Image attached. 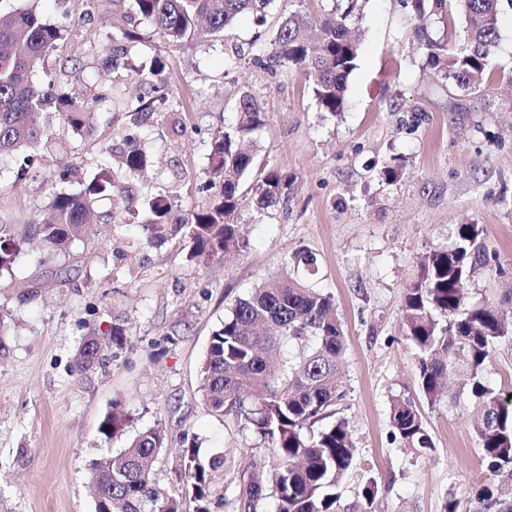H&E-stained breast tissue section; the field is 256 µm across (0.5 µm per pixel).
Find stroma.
Here are the masks:
<instances>
[{
	"label": "stroma",
	"instance_id": "stroma-1",
	"mask_svg": "<svg viewBox=\"0 0 512 512\" xmlns=\"http://www.w3.org/2000/svg\"><path fill=\"white\" fill-rule=\"evenodd\" d=\"M75 10L106 41L112 0H77ZM360 26L347 107L336 117L320 112L304 71L253 64L271 45L251 44V19L226 33L220 48L150 43L166 63L186 129L149 126L141 147L199 175L203 137L230 121L246 90L262 108L250 146L259 162L294 175L295 189L286 203L244 208L238 222L248 245L221 262L187 261L181 237L152 246L137 227L106 223L58 258L37 243L25 247L13 281L0 283V512H94L92 462L157 424L168 447L153 465L155 480L186 498L179 456L185 440H196L201 453L224 456L211 512H238L241 470L261 473L269 451L235 415L207 410L199 368L235 301L299 249L317 256L315 285L333 295L347 336L338 412L350 423L356 462L339 489L342 512L360 502L370 480L378 487L376 512H445L449 496L464 498L487 483L471 426L478 402L462 387L458 366L445 397L427 402L402 305L424 256L450 248L457 225L477 224L497 261L471 274L467 301L494 305L512 322V0L502 4L491 74L477 90L437 81L403 0H367ZM85 29L70 31L44 63L51 72L63 57L80 58L73 90L112 79L101 55L89 51ZM237 48L244 58L226 70L224 55ZM124 126V115L114 114L95 139L73 141L54 156L73 171L66 192L84 189ZM392 162L402 168L394 181L384 175ZM53 193L51 185L0 174V218L27 223ZM114 324L127 344L112 348L105 365L75 371L83 337ZM483 381L512 392V335L496 343ZM399 399L419 409L433 450L393 440L390 408ZM116 403L129 421L107 442L98 427Z\"/></svg>",
	"mask_w": 512,
	"mask_h": 512
}]
</instances>
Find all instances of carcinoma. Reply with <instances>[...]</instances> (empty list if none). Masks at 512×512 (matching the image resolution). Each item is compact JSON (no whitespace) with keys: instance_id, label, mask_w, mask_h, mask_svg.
I'll return each mask as SVG.
<instances>
[{"instance_id":"obj_1","label":"carcinoma","mask_w":512,"mask_h":512,"mask_svg":"<svg viewBox=\"0 0 512 512\" xmlns=\"http://www.w3.org/2000/svg\"><path fill=\"white\" fill-rule=\"evenodd\" d=\"M0 0V168L16 169L31 180L53 185L70 180L71 169L52 168L46 158L72 140L94 136L112 112L125 114L124 147L112 151V163H102L83 191L57 192L29 224L0 220V279L14 276L23 248L39 238L50 254L65 251L76 241L91 240L104 216L112 224H137L148 244L160 245L181 235L190 261L224 260V253L247 246L238 216L247 206L268 208L288 199L294 180L283 171L258 166L255 154L242 143L261 122V107L248 91L241 92L234 120L205 142L207 166L197 190L213 192L204 208H190L177 220L173 207L181 202V169L165 166L138 144L142 128L177 113L179 103L168 88L166 63L141 47L149 36L138 26L112 27V83H87L80 94L66 91L71 70L33 80L36 68L58 52L64 31L75 18L51 24L33 9L5 10ZM273 0H112V13L149 26L151 34L173 47L224 44V31L243 16L252 18L253 42L266 39V16ZM304 2L281 18L272 39L269 61L255 64L292 66L305 71L320 110L331 116L344 111L347 80L356 68L359 38L349 22L360 19L362 0H336L335 19L319 27L309 21ZM420 24L415 38L436 78L463 88H478L490 68L498 43L502 0H405ZM464 19L465 46L454 49L449 20ZM443 25L436 35L431 22ZM139 81L146 91L131 96L127 81ZM36 112L60 128L56 137L44 134L31 121ZM120 196L138 201L125 213L98 211V204ZM483 228L461 224L452 248L429 253L417 279L407 288L402 307L406 337L417 351V385L434 404L446 392L448 370L463 358L464 385L481 403L473 424L480 462L494 482L478 488L462 502L448 500V512H512V397L490 390L482 380L495 343L509 335L508 326L490 305H466L471 273L490 263L479 241ZM293 272L264 278L246 298L236 300L230 315L213 331L200 367V391L207 409L217 415L233 413L244 421L272 455L266 482L243 470L241 501L246 509L273 497L277 512H337L338 487L353 468L355 447L349 423L334 418L344 397L341 365L346 336L331 294L311 285L319 273L317 257L299 250L291 257ZM125 332L117 325L94 331L79 348V371L103 361L107 346H121ZM127 415L115 403L99 425L111 440ZM393 437L420 452L434 441L417 407L398 400L391 407ZM166 446L159 425L131 436L115 455L91 464L97 489L95 512H184L177 497L161 489L151 475L152 464ZM181 468L192 489L194 512H210L215 473L224 455L200 453L191 442L181 454ZM377 487L362 491L356 512H375Z\"/></svg>"}]
</instances>
